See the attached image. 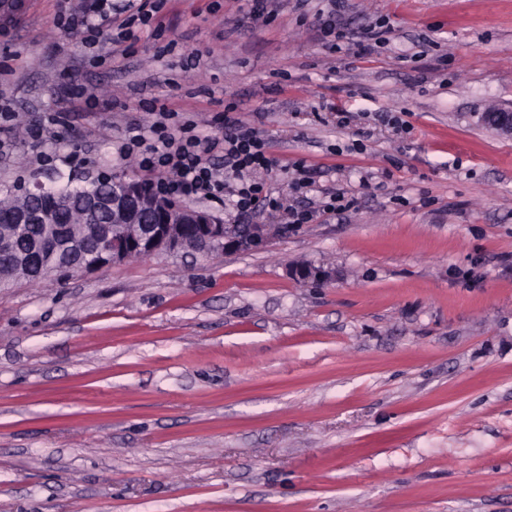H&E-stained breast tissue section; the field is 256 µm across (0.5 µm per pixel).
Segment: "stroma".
<instances>
[{
  "label": "stroma",
  "mask_w": 512,
  "mask_h": 512,
  "mask_svg": "<svg viewBox=\"0 0 512 512\" xmlns=\"http://www.w3.org/2000/svg\"><path fill=\"white\" fill-rule=\"evenodd\" d=\"M89 1L0 0V189L142 179L156 100L203 137L234 104L312 184L265 174L264 249L0 288V512H512V0H163L124 57L58 25ZM484 120L489 127L512 138V107L486 112Z\"/></svg>",
  "instance_id": "obj_1"
}]
</instances>
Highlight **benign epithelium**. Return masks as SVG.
I'll use <instances>...</instances> for the list:
<instances>
[{
	"mask_svg": "<svg viewBox=\"0 0 512 512\" xmlns=\"http://www.w3.org/2000/svg\"><path fill=\"white\" fill-rule=\"evenodd\" d=\"M485 123L512 137V107L497 108L484 115ZM71 197L58 195L53 206L43 212L19 207L6 213L0 237L9 238L21 224L50 225L49 239L36 253L21 252L14 257L12 274H0V286L27 274L32 263L39 265L41 277L72 273H92L120 264L131 254L146 257L160 254H201L213 250L245 251L264 247L268 232L264 224L240 230L233 224L212 219L205 211L172 207L158 198L142 195L140 186L127 180L109 194L86 199L77 211V224L55 223V213L70 208ZM111 224L103 233L102 248L93 260L84 258L86 237L99 233L98 225Z\"/></svg>",
	"mask_w": 512,
	"mask_h": 512,
	"instance_id": "7a95c632",
	"label": "benign epithelium"
}]
</instances>
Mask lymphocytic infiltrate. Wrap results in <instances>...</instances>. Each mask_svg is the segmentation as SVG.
<instances>
[{
  "label": "lymphocytic infiltrate",
  "mask_w": 512,
  "mask_h": 512,
  "mask_svg": "<svg viewBox=\"0 0 512 512\" xmlns=\"http://www.w3.org/2000/svg\"><path fill=\"white\" fill-rule=\"evenodd\" d=\"M152 113L153 122L145 131L125 138L120 151L135 158L139 170L162 174L163 193L225 200L237 219L274 208L262 174L277 162L260 132L228 114L223 134L203 139L195 134L193 123L173 124L166 107H153ZM218 153L223 163H215Z\"/></svg>",
  "instance_id": "f902f5d3"
}]
</instances>
